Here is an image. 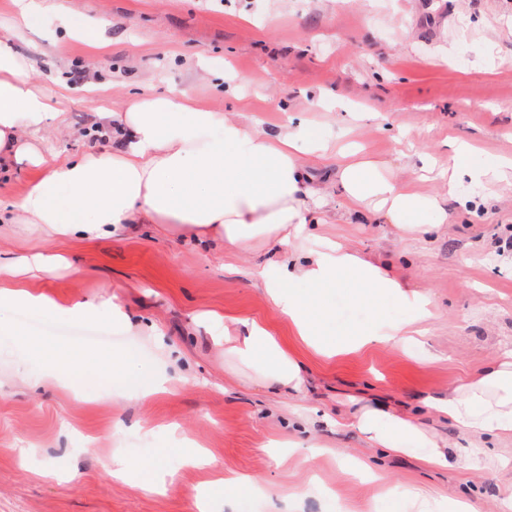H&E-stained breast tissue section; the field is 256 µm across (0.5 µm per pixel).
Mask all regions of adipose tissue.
<instances>
[{
	"label": "adipose tissue",
	"instance_id": "adipose-tissue-1",
	"mask_svg": "<svg viewBox=\"0 0 512 512\" xmlns=\"http://www.w3.org/2000/svg\"><path fill=\"white\" fill-rule=\"evenodd\" d=\"M97 118L111 128L112 144L74 157L62 151L45 157L43 135L63 122L64 112L54 92L35 81L31 60L0 41V168L33 174L21 198H0L1 226L92 242L132 236L152 224L205 254L224 247L244 253L260 245L275 260L253 266L251 279L316 353L333 357L377 345L403 351L422 343L434 315L429 298L410 290L384 264L315 233V225L331 217L308 163L336 158L343 207L389 225L401 241L423 242L441 231L448 222L442 196L410 190L397 180L390 162L371 158L359 145L336 148L312 127L290 119L272 134L259 119H230L194 106L185 90L136 95ZM61 268L80 271L61 253L0 257V310L22 308L37 318L63 321L105 313L114 326L131 328L129 313L114 300L64 305L29 277ZM339 289L350 290L357 300L374 296L406 303L411 314L379 329L329 335L322 325L331 317L328 299ZM32 350L44 364L36 381L41 388L75 384L93 367L124 381L126 398L161 392L168 380L156 366L131 363L122 354L92 358L78 345L47 353L37 343ZM224 356L235 376L288 399L304 398L308 373L267 324L237 320L234 335L224 338ZM421 405L474 442L494 441L487 454L499 458V443L512 442V354L444 393L425 396ZM343 425L373 448L401 455L425 449L435 468L449 469L460 460L420 416L383 403L361 405Z\"/></svg>",
	"mask_w": 512,
	"mask_h": 512
}]
</instances>
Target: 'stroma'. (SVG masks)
Instances as JSON below:
<instances>
[{
    "mask_svg": "<svg viewBox=\"0 0 512 512\" xmlns=\"http://www.w3.org/2000/svg\"><path fill=\"white\" fill-rule=\"evenodd\" d=\"M68 8L106 22L102 36L72 37L57 13L13 28L15 0H0V37L28 55L37 80L65 95V125L49 131L51 145L80 155L99 127L96 112L127 97L190 88L195 101L229 118L255 114L276 129L299 113L324 139L361 142L396 176L421 192L441 182L419 180L422 157L447 161L458 143L472 147L467 168L494 157L512 159V0H65ZM348 112H374L377 125L356 128ZM454 222L428 242L393 240L383 224L358 215L328 224L325 234L382 260L429 297L437 316L428 344L437 362L417 366L400 351L375 347L326 360L307 349L266 303L248 277L266 257L202 255L144 227L138 236L66 243L82 276L44 277L63 303L117 293L135 319L156 323L177 365L166 366L168 392L113 400L117 381L93 377L95 398L69 390H33L43 364L24 345L50 349L75 343L92 328L86 350L117 351L148 361L153 338L119 330L106 319L60 322L25 310L6 313L14 333H0V512H197L209 482L240 474L263 479L265 493L215 502L214 512H387L390 499L415 485L440 505L465 495L478 512H502L507 472L496 465L436 469L418 456L370 448L354 433L317 423L304 448L276 447L288 432L281 396L238 381L213 345L231 317L271 325L306 364L307 403L321 413L348 415L347 398L378 400L399 409L482 371L512 351V178L495 184L461 177L447 203ZM340 335L376 317L403 320L391 300L354 301L344 290L330 299ZM220 320L198 326L194 314ZM210 451L214 469L186 464L173 438ZM311 444L324 453L310 456ZM134 462L161 459L166 482L142 489L140 477L106 475L114 452ZM383 470L384 483L369 473ZM300 488L292 501L267 490Z\"/></svg>",
    "mask_w": 512,
    "mask_h": 512,
    "instance_id": "1",
    "label": "stroma"
}]
</instances>
